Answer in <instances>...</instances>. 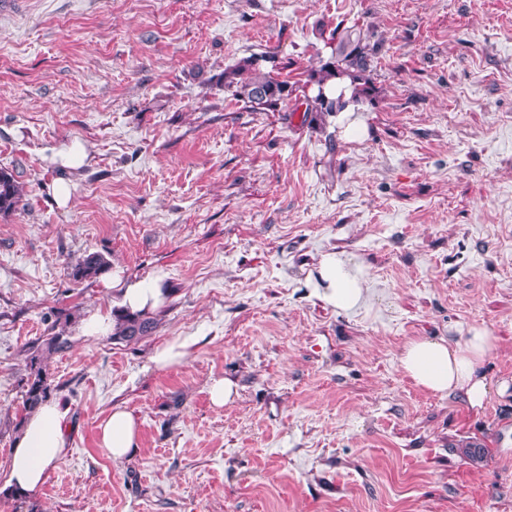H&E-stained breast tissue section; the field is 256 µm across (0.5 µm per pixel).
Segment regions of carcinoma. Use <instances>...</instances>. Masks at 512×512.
<instances>
[{
	"mask_svg": "<svg viewBox=\"0 0 512 512\" xmlns=\"http://www.w3.org/2000/svg\"><path fill=\"white\" fill-rule=\"evenodd\" d=\"M373 68V55L370 48L361 41L340 43L320 69L310 74V82L317 86L315 96L304 97L305 105L301 123L312 124L322 115L331 116L344 110L348 104L358 105L370 96V73ZM349 77L355 83L350 100L344 95L331 97L325 93L326 84L335 78ZM224 88L232 91L239 100L251 104V108L276 111L282 108L291 95L288 81L280 80L257 67V60L247 59L235 68L224 72ZM22 189L14 175L0 169V214H8L20 209ZM108 268V261L99 253H90L71 267L75 281L95 278ZM116 328L112 339L117 342H137L151 335L159 325L153 316L117 314ZM71 315L66 313L51 326L48 335L32 343L25 350L26 378L22 386V404L31 413L47 401L52 392V382L46 370L45 361L54 354L70 348L66 329Z\"/></svg>",
	"mask_w": 512,
	"mask_h": 512,
	"instance_id": "obj_1",
	"label": "carcinoma"
}]
</instances>
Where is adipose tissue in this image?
Returning <instances> with one entry per match:
<instances>
[{
	"label": "adipose tissue",
	"instance_id": "adipose-tissue-1",
	"mask_svg": "<svg viewBox=\"0 0 512 512\" xmlns=\"http://www.w3.org/2000/svg\"><path fill=\"white\" fill-rule=\"evenodd\" d=\"M316 295L327 306L347 312L365 298V280L359 265L339 252H328L318 262ZM102 288L122 292V305L132 313L154 314L163 291L156 281L125 282L114 277L101 281ZM495 347V338L482 328L472 329L463 341L415 338L403 347L399 363L403 372L421 389L439 394L462 395L474 408L482 407L490 391L481 367ZM65 413L58 402L39 407L25 423L9 463L7 482L25 493L41 489L49 473L67 455ZM100 446L112 459L126 457L137 446L138 425L133 415L117 408L99 424Z\"/></svg>",
	"mask_w": 512,
	"mask_h": 512
}]
</instances>
